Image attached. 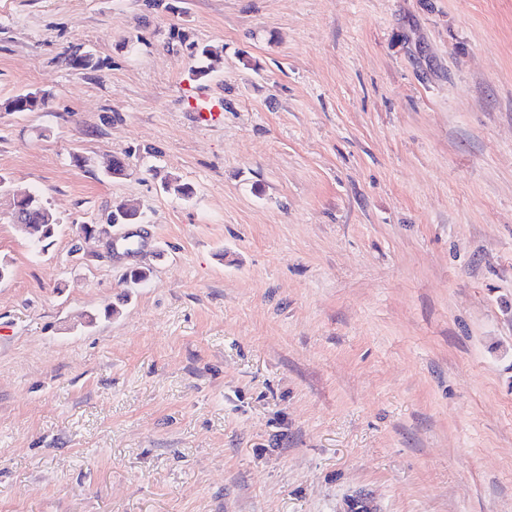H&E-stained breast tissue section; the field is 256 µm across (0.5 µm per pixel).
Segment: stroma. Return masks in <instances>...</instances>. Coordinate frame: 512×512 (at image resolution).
Masks as SVG:
<instances>
[{"label":"stroma","instance_id":"35a3bbf8","mask_svg":"<svg viewBox=\"0 0 512 512\" xmlns=\"http://www.w3.org/2000/svg\"><path fill=\"white\" fill-rule=\"evenodd\" d=\"M0 174V512H512V0H0ZM25 203L26 210L28 211L27 216L23 220L16 218L15 214L18 211V207H15L12 221L14 224H18L19 228L33 245L45 248L51 243V239L55 235L58 225L57 219L42 204L40 199L29 196Z\"/></svg>","mask_w":512,"mask_h":512}]
</instances>
